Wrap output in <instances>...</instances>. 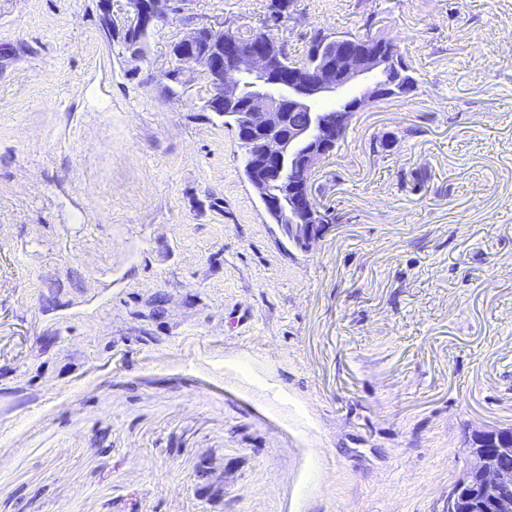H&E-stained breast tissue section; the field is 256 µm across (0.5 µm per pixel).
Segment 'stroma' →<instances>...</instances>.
<instances>
[{
    "instance_id": "obj_1",
    "label": "stroma",
    "mask_w": 512,
    "mask_h": 512,
    "mask_svg": "<svg viewBox=\"0 0 512 512\" xmlns=\"http://www.w3.org/2000/svg\"><path fill=\"white\" fill-rule=\"evenodd\" d=\"M98 0H0V512H446L465 438L512 427V0H292L276 33L396 42L282 238L233 128L168 94ZM390 148H382V141Z\"/></svg>"
}]
</instances>
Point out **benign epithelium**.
Instances as JSON below:
<instances>
[{
  "label": "benign epithelium",
  "mask_w": 512,
  "mask_h": 512,
  "mask_svg": "<svg viewBox=\"0 0 512 512\" xmlns=\"http://www.w3.org/2000/svg\"><path fill=\"white\" fill-rule=\"evenodd\" d=\"M170 0H127L126 16L118 21L136 33H147L167 17ZM208 32L215 36L218 48L211 54L198 50L200 36ZM335 41L336 48L308 82H299L289 72L277 82L280 90L271 88L270 53L260 43L244 44L233 35L224 38V26L202 25L187 31L172 45L173 64L165 78L183 85L185 72L196 68L206 83V96L202 104L214 106L243 96L248 89L246 107L233 112L235 132L253 137L254 153L245 164L249 184L269 210L285 213L292 240L300 249H309L319 240L326 225L317 223L318 203L311 192V180L322 163L333 153L341 136V128L318 120L310 103L331 97L344 87L362 78L388 75L400 69L397 57L385 49L370 56H359L350 48L351 36L327 37ZM234 67L224 72V60ZM392 97L390 86L377 81L365 85L354 112L362 107ZM290 112H282L283 104ZM288 116V136L278 133L283 116ZM298 165L306 174L303 183L283 185L279 194L272 193L273 176L284 163ZM470 462L448 492V512H465L460 491L474 485L478 489V504L482 512H512V470L500 464L512 457V443L499 446L491 453L477 448L469 450Z\"/></svg>",
  "instance_id": "7a95c632"
}]
</instances>
